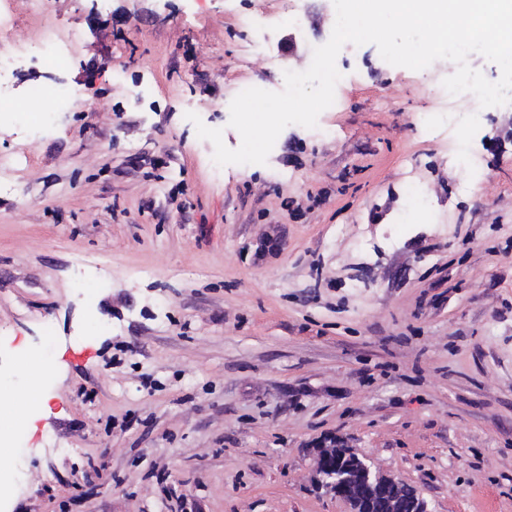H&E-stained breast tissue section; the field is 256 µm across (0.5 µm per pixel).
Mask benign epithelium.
I'll list each match as a JSON object with an SVG mask.
<instances>
[{"instance_id":"1","label":"benign epithelium","mask_w":512,"mask_h":512,"mask_svg":"<svg viewBox=\"0 0 512 512\" xmlns=\"http://www.w3.org/2000/svg\"><path fill=\"white\" fill-rule=\"evenodd\" d=\"M315 480L318 489L342 500L348 512H373L374 494L393 489L395 498L387 504V512H405L401 503L409 504L410 512H428L418 492L399 479L373 469L368 461L332 436L313 447Z\"/></svg>"}]
</instances>
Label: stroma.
Instances as JSON below:
<instances>
[{
  "label": "stroma",
  "instance_id": "35a3bbf8",
  "mask_svg": "<svg viewBox=\"0 0 512 512\" xmlns=\"http://www.w3.org/2000/svg\"><path fill=\"white\" fill-rule=\"evenodd\" d=\"M30 4L7 2L12 107L53 76L49 26L73 41L55 76L78 99L38 133L0 125V156L28 155L0 191V426L32 385L18 345L54 371L31 442L0 446V512H344L312 481L328 435L430 512H512V142L483 145L512 104L467 132L422 122L454 107L452 62L354 46L335 111L287 126L266 164L220 167L187 112L238 148L237 86L281 91L288 14L299 70L332 0Z\"/></svg>",
  "mask_w": 512,
  "mask_h": 512
}]
</instances>
